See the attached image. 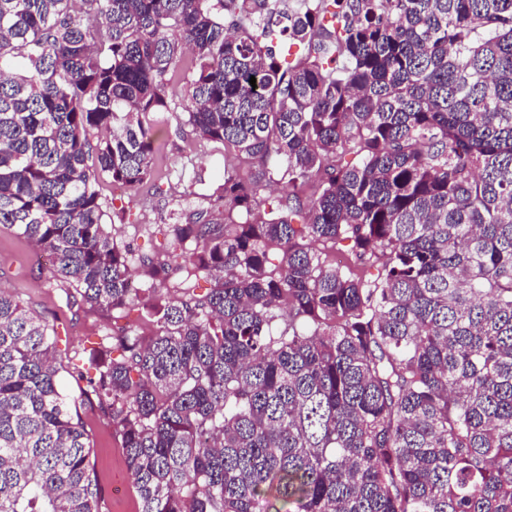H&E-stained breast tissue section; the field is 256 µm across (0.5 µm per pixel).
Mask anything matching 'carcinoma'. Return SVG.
Instances as JSON below:
<instances>
[{"label": "carcinoma", "mask_w": 512, "mask_h": 512, "mask_svg": "<svg viewBox=\"0 0 512 512\" xmlns=\"http://www.w3.org/2000/svg\"><path fill=\"white\" fill-rule=\"evenodd\" d=\"M327 1L0 0V226L67 308L139 301L96 185L150 179L173 85L255 167L139 257L216 287L79 373L140 512H512V0ZM58 357L1 288L0 512H101ZM321 257L332 266H339L344 271L350 269L351 271L366 275L367 278H372L377 274L375 268H363L357 265L355 257L351 251V244L349 241L340 242H315L311 245Z\"/></svg>", "instance_id": "obj_1"}]
</instances>
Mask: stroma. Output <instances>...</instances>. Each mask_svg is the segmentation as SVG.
I'll use <instances>...</instances> for the list:
<instances>
[{"label":"stroma","mask_w":512,"mask_h":512,"mask_svg":"<svg viewBox=\"0 0 512 512\" xmlns=\"http://www.w3.org/2000/svg\"><path fill=\"white\" fill-rule=\"evenodd\" d=\"M154 139L155 172L141 192L142 204L128 202L111 183L104 181L98 187L108 231L117 246L129 249L135 258L169 247L170 224L205 207L207 197L218 192L224 171L223 145L198 139L177 113L158 117ZM0 287L53 320L65 350L62 361L70 372L65 382L72 389L77 386L75 373L86 368L87 354L100 346L102 336L128 328L146 334L154 329L139 304L110 316L91 310L71 316L59 283L40 274L33 246L5 227L0 228ZM78 410L93 444L90 462L102 490V512H139L118 429L96 401H83Z\"/></svg>","instance_id":"stroma-1"}]
</instances>
